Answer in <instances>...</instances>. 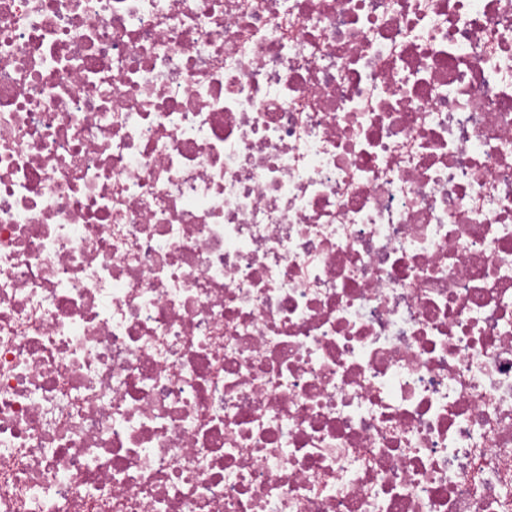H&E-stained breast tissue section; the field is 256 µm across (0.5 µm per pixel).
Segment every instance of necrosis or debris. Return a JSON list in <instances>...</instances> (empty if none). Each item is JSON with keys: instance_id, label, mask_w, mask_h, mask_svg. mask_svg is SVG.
I'll use <instances>...</instances> for the list:
<instances>
[{"instance_id": "necrosis-or-debris-1", "label": "necrosis or debris", "mask_w": 512, "mask_h": 512, "mask_svg": "<svg viewBox=\"0 0 512 512\" xmlns=\"http://www.w3.org/2000/svg\"><path fill=\"white\" fill-rule=\"evenodd\" d=\"M0 512H512V0H0Z\"/></svg>"}]
</instances>
